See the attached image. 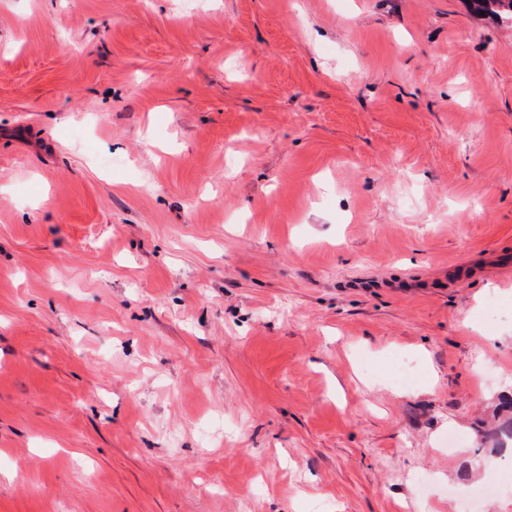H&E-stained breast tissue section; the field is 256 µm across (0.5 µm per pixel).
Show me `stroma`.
<instances>
[{
    "label": "stroma",
    "mask_w": 512,
    "mask_h": 512,
    "mask_svg": "<svg viewBox=\"0 0 512 512\" xmlns=\"http://www.w3.org/2000/svg\"><path fill=\"white\" fill-rule=\"evenodd\" d=\"M511 391L512 26L0 0V512H512Z\"/></svg>",
    "instance_id": "35a3bbf8"
}]
</instances>
